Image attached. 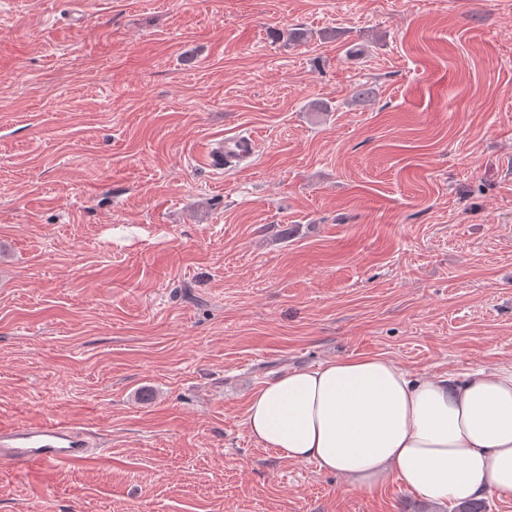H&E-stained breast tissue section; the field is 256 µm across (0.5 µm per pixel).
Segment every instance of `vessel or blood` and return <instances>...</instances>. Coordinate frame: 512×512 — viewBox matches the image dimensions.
<instances>
[{
  "instance_id": "vessel-or-blood-1",
  "label": "vessel or blood",
  "mask_w": 512,
  "mask_h": 512,
  "mask_svg": "<svg viewBox=\"0 0 512 512\" xmlns=\"http://www.w3.org/2000/svg\"><path fill=\"white\" fill-rule=\"evenodd\" d=\"M258 147L256 135L240 134L218 146L212 156L216 167L253 159ZM96 437L69 420L43 419L18 423L0 420V469L39 470L58 465H80L101 455Z\"/></svg>"
}]
</instances>
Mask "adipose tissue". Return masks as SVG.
<instances>
[{
	"label": "adipose tissue",
	"instance_id": "obj_1",
	"mask_svg": "<svg viewBox=\"0 0 512 512\" xmlns=\"http://www.w3.org/2000/svg\"><path fill=\"white\" fill-rule=\"evenodd\" d=\"M246 426L356 491L397 483L450 506L512 498V364L428 376L380 356L331 360L258 388Z\"/></svg>",
	"mask_w": 512,
	"mask_h": 512
}]
</instances>
